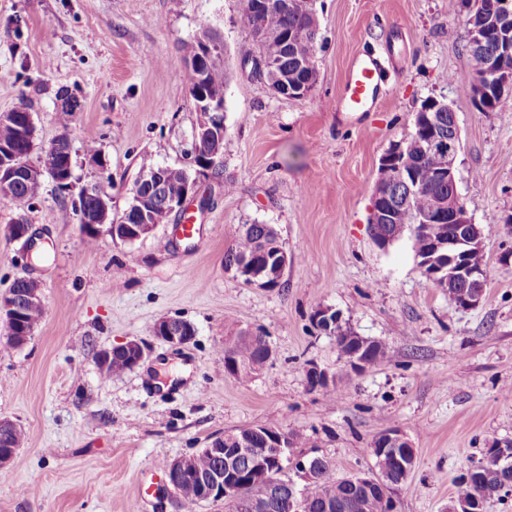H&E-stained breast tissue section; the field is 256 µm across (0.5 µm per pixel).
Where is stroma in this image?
Segmentation results:
<instances>
[{"label": "stroma", "mask_w": 512, "mask_h": 512, "mask_svg": "<svg viewBox=\"0 0 512 512\" xmlns=\"http://www.w3.org/2000/svg\"><path fill=\"white\" fill-rule=\"evenodd\" d=\"M241 0H0V113L27 106L35 125L28 157L67 136L70 189L43 177L39 197L0 200V294L19 277L41 287L45 315L23 346L0 328V417L25 434L0 468V512H129L155 485L144 512H185L164 488L168 463L224 432L263 426L301 434L297 455L324 457L337 476L372 473V440L399 430L416 450L397 512H446L454 480L485 449L512 445V90L482 111L464 86L473 67L463 18L448 0H315L318 79L300 98L276 95L242 59L251 44ZM224 43V149L199 176L198 231L175 236L178 215L133 243L86 238L72 207L101 186L112 215L127 208L143 160L192 165L202 121L189 93L182 47L202 30ZM390 50L374 111L336 109L351 60ZM68 89L74 109L59 111ZM448 102L459 124L457 191L485 241L487 282L463 309L430 281L411 235L379 248L368 231L381 158L402 143L428 100ZM95 140L104 166L87 155ZM25 217L45 260L27 258L8 226ZM240 224H270L288 264L278 286L225 270ZM330 307L341 324L381 342L386 359L354 369L313 322ZM190 322L194 340L174 349L154 324ZM263 329L271 360L249 380L224 372V339ZM145 342L144 363L103 379L96 355ZM190 365L185 383L154 386L148 370ZM326 370L335 395L311 387Z\"/></svg>", "instance_id": "stroma-1"}]
</instances>
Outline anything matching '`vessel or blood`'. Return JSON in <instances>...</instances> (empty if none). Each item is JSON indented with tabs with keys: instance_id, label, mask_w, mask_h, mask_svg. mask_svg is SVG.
<instances>
[{
	"instance_id": "obj_1",
	"label": "vessel or blood",
	"mask_w": 512,
	"mask_h": 512,
	"mask_svg": "<svg viewBox=\"0 0 512 512\" xmlns=\"http://www.w3.org/2000/svg\"><path fill=\"white\" fill-rule=\"evenodd\" d=\"M390 55L366 51L351 62L336 109L340 112H368L374 109L385 85Z\"/></svg>"
}]
</instances>
